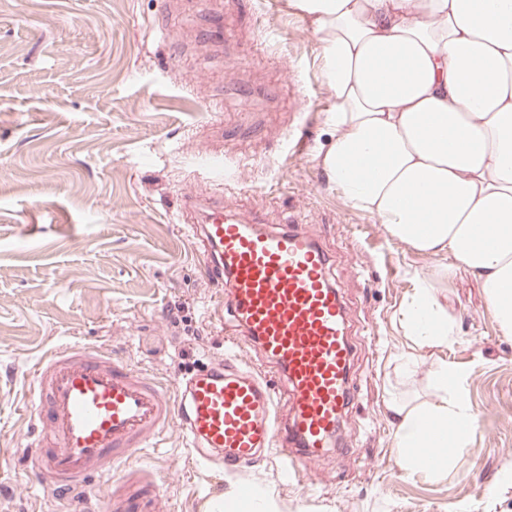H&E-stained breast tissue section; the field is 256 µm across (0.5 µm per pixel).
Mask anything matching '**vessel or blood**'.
<instances>
[{
  "label": "vessel or blood",
  "mask_w": 512,
  "mask_h": 512,
  "mask_svg": "<svg viewBox=\"0 0 512 512\" xmlns=\"http://www.w3.org/2000/svg\"><path fill=\"white\" fill-rule=\"evenodd\" d=\"M184 208L200 212L187 230L265 362L227 355L161 381L104 347L75 341L47 351L30 372L31 441L20 454L67 512H126L112 496L117 466L173 429L195 463L232 473L272 458L301 484L336 446L354 398L353 348L328 252L295 224L243 221L197 197Z\"/></svg>",
  "instance_id": "b4317fda"
}]
</instances>
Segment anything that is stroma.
<instances>
[{
  "label": "stroma",
  "instance_id": "obj_1",
  "mask_svg": "<svg viewBox=\"0 0 512 512\" xmlns=\"http://www.w3.org/2000/svg\"><path fill=\"white\" fill-rule=\"evenodd\" d=\"M331 104L319 39L285 0H0V512L65 509L16 455L25 372L48 349L106 347L161 379L226 354L255 360L224 340L221 287L186 234L195 195L315 233L347 307L355 400L340 452L311 464L307 487L267 461L196 470L172 432L118 468L113 496L134 512H209L246 485L263 512H512V335L469 272L438 278L439 258L392 240L327 179ZM297 130L310 143L299 156ZM228 148L242 171L226 190L193 161ZM416 272L434 277L457 336L418 350L405 374L400 311ZM442 359L466 372L478 424L449 466L408 470L388 405L431 399Z\"/></svg>",
  "mask_w": 512,
  "mask_h": 512
}]
</instances>
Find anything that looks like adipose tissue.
<instances>
[{"label":"adipose tissue","mask_w":512,"mask_h":512,"mask_svg":"<svg viewBox=\"0 0 512 512\" xmlns=\"http://www.w3.org/2000/svg\"><path fill=\"white\" fill-rule=\"evenodd\" d=\"M322 46L333 134L319 164L355 209L438 270L478 280L512 334V0H285ZM402 311L415 348L454 341L432 279ZM466 374L441 363L426 404L392 401L396 446L427 467L478 418Z\"/></svg>","instance_id":"1"}]
</instances>
